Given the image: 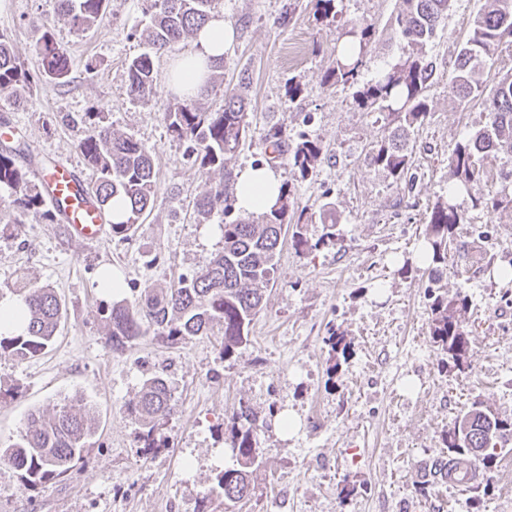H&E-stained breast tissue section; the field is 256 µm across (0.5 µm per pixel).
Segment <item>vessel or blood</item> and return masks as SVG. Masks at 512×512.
<instances>
[{
  "label": "vessel or blood",
  "mask_w": 512,
  "mask_h": 512,
  "mask_svg": "<svg viewBox=\"0 0 512 512\" xmlns=\"http://www.w3.org/2000/svg\"><path fill=\"white\" fill-rule=\"evenodd\" d=\"M32 176L70 237L94 242L106 235L108 226L88 190V183L71 162L53 157L50 168H34Z\"/></svg>",
  "instance_id": "1"
}]
</instances>
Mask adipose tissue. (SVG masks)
<instances>
[{
	"instance_id": "ef3b65f1",
	"label": "adipose tissue",
	"mask_w": 512,
	"mask_h": 512,
	"mask_svg": "<svg viewBox=\"0 0 512 512\" xmlns=\"http://www.w3.org/2000/svg\"><path fill=\"white\" fill-rule=\"evenodd\" d=\"M234 29L222 13H214L209 22L196 35L195 49L188 54L189 61L181 74L180 82H169L170 90L197 95L206 84L209 60L223 57L232 43ZM281 176L270 166L247 167L234 175V196L237 208L246 213L266 211L276 200Z\"/></svg>"
}]
</instances>
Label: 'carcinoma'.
I'll return each mask as SVG.
<instances>
[{"label":"carcinoma","instance_id":"1","mask_svg":"<svg viewBox=\"0 0 512 512\" xmlns=\"http://www.w3.org/2000/svg\"><path fill=\"white\" fill-rule=\"evenodd\" d=\"M57 19L76 31H84L105 16L106 0H57ZM215 0H150L151 23L146 30L149 51L128 64V92L138 100H150L156 93L153 57L174 50L209 20ZM403 9L395 19V33L404 42L402 56L374 78L359 83V68L372 43V25L361 23L343 33L350 43L336 52V59L324 72V83L354 88L355 105L366 112H380L390 118L391 131L372 145L373 161L388 170L399 183L413 181L412 150L409 130L422 125L428 116L427 92L433 83L436 66L424 47L433 39L440 23L447 18L452 0H402ZM512 38V0H485L473 18L466 42L457 53L455 67L448 72V92L470 101L483 99L488 120L468 138L456 143L448 155L453 182L448 197L435 202L426 224L425 236L430 262L431 300L429 335L432 343L446 356V366L459 371L469 368V342L462 316L469 300L460 293L450 297L440 293V264L448 254L464 210L457 200L467 198L471 207L496 213L512 209V170L502 175L501 186L494 191L481 187L483 171L480 158L489 152L512 156V72L502 75L488 89L485 85L486 62L502 44ZM41 70L36 74L17 61L7 34L0 32V91L9 90L19 100L42 83L68 82V57L55 40L53 26L43 25L37 41ZM170 134L188 142L186 154L201 167L217 166L232 178L228 160L250 136L245 98L233 93L224 98L217 112H204L195 99L183 97L162 109ZM266 149L278 158L288 154L292 173L306 179L322 162L320 144L306 133L298 135L288 151H283V131L272 127L263 136ZM78 149L97 172L91 187L99 209L110 215L112 206H123L122 220L109 221L112 235L127 239L143 216L154 206V166L149 151L131 136H116L112 127L98 121L92 134L82 139ZM12 149H0V185L15 190L14 208L37 223L52 224L55 213L44 208L42 193L29 183L27 172L18 168ZM282 193L267 211L252 222L230 218L232 207L224 204V182L212 186L198 202V213L208 215L224 208L221 225L223 247L199 271L179 279L177 284L159 290L147 289L135 306L122 301L112 304L108 336L112 347L122 348L153 334L173 346L208 334L216 325L223 329L224 357L249 342L250 327L262 308L259 285L269 283L277 268L280 246L285 235L291 245L303 253L336 244L332 229L316 242L307 237L302 218H294L291 190ZM25 306L26 327L16 335L0 334V350L20 361L46 353L55 343L66 306L55 289L37 287L26 281L14 289ZM332 358L347 357L351 342L338 332L327 338ZM173 398L165 379L154 374L143 381L138 398L129 406L131 417L140 425L145 447L157 446L156 434L173 411ZM98 426L90 415V406L82 396L63 400L56 411L46 416L32 413L18 440L0 448V460L19 472L22 485L33 489L69 472L89 452ZM256 419L247 406L232 414L229 440L234 465L216 476L211 489L218 506L204 505L201 512H232L236 504L248 499L253 490V474L260 467ZM512 439V418H502L481 401L471 406L448 425L441 435L446 455L434 464L437 480L448 470L459 468L462 477H471L473 485L488 491L494 467L500 455L509 452L501 444Z\"/></svg>","mask_w":512,"mask_h":512}]
</instances>
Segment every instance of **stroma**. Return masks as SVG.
I'll use <instances>...</instances> for the list:
<instances>
[{
	"instance_id": "obj_1",
	"label": "stroma",
	"mask_w": 512,
	"mask_h": 512,
	"mask_svg": "<svg viewBox=\"0 0 512 512\" xmlns=\"http://www.w3.org/2000/svg\"><path fill=\"white\" fill-rule=\"evenodd\" d=\"M287 2L220 0L236 37L224 53L222 81L198 101L214 112L226 92L247 96L251 136L229 164L234 171L265 162L270 127L285 128L290 142L301 132L317 138L323 161L316 176L294 177L283 159L273 167L291 185L295 210L310 219L307 237L324 234L331 202L342 241L310 254L283 243L250 341L230 358L217 330L172 347L147 335L113 350L106 329L114 298L97 286L101 271L111 269L123 282L119 298L134 305L144 289L170 287L222 245L221 234L206 227L222 224L223 211L202 224L196 203L228 169L190 165L162 114L173 98L168 67L192 42L155 58L151 101L132 99L127 65L145 50L137 32L149 22L148 3L107 0L103 21L90 29L77 33L56 22L68 83L39 86L24 103L0 91V119L10 120L26 146L17 166L51 153L95 180L78 143L91 132L89 113L99 111L114 132L145 146L155 170V204L135 233L95 243L19 215L12 190L0 186V297L12 295L22 276L55 288L67 308L47 353L24 362L0 354V448L18 439L31 412L52 413L74 394L93 406L99 426L84 460L36 489H24L0 461V512H200L217 473L233 463L224 421L244 402L257 421L285 412L297 427L288 435L276 425L260 432L262 464L239 512H467L473 489L433 482L430 469L444 451L442 432L473 400L512 418V286L492 274L512 263V210L466 208L442 265L443 291L469 298V370L441 363L429 336L428 269L416 256L427 213L448 191L449 151L485 123L479 103H460L448 92L457 48L484 0H454L425 47L437 73L429 115L409 142L417 173L411 189L371 160L387 124L382 114L358 111L352 88L322 81L336 53L335 27L317 20L314 0H298L284 17ZM402 8V0H343L341 24L376 28L361 80L398 59L393 23ZM55 10V0H0V32L30 71L38 69L36 40ZM292 81L303 89L293 100L286 94ZM334 331L351 343L337 363L326 343ZM151 373L165 378L174 412L162 429L164 446L148 450L127 407ZM345 484L351 494H342ZM480 510L512 512V452L498 459Z\"/></svg>"
}]
</instances>
